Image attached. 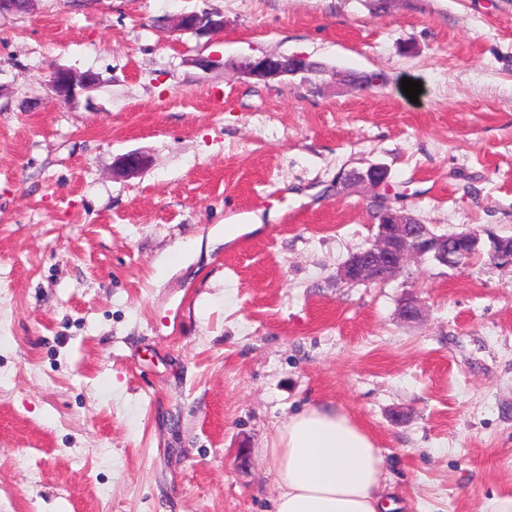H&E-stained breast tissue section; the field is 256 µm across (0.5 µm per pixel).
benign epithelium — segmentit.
Returning <instances> with one entry per match:
<instances>
[{
  "label": "benign epithelium",
  "instance_id": "benign-epithelium-1",
  "mask_svg": "<svg viewBox=\"0 0 512 512\" xmlns=\"http://www.w3.org/2000/svg\"><path fill=\"white\" fill-rule=\"evenodd\" d=\"M171 28L179 32H217L224 29V19L216 12H188L173 18ZM312 68L313 64L299 55L249 57L237 65L240 73L262 79L307 74ZM47 86L56 99L72 105L79 94L96 87V78L58 66L50 73ZM148 164V156L130 152L118 158L112 173L132 177ZM343 183L378 190L387 185L388 170L383 165L371 164L363 171L347 173ZM373 205L377 207L378 220L373 243L351 254L337 270L338 279L347 284H383L394 278L410 259L456 266L481 254L482 237L477 230L439 235L429 225L395 209L383 195H375ZM487 236L491 259L512 266V237L490 232Z\"/></svg>",
  "mask_w": 512,
  "mask_h": 512
}]
</instances>
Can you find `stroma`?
<instances>
[{
    "instance_id": "stroma-1",
    "label": "stroma",
    "mask_w": 512,
    "mask_h": 512,
    "mask_svg": "<svg viewBox=\"0 0 512 512\" xmlns=\"http://www.w3.org/2000/svg\"><path fill=\"white\" fill-rule=\"evenodd\" d=\"M192 10L223 31L160 24ZM263 54L322 71L239 73ZM57 65L101 85L60 102ZM134 151L149 166L113 175ZM371 164L437 233L512 236V0L0 15V512H270L262 450L319 403L372 434L411 512L512 500V267L484 252L339 281L376 219L371 191L336 180Z\"/></svg>"
}]
</instances>
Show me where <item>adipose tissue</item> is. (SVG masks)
Returning <instances> with one entry per match:
<instances>
[{
	"instance_id": "adipose-tissue-1",
	"label": "adipose tissue",
	"mask_w": 512,
	"mask_h": 512,
	"mask_svg": "<svg viewBox=\"0 0 512 512\" xmlns=\"http://www.w3.org/2000/svg\"><path fill=\"white\" fill-rule=\"evenodd\" d=\"M264 456L277 495L273 512H400L385 491L384 457L371 433L331 404L277 426Z\"/></svg>"
}]
</instances>
